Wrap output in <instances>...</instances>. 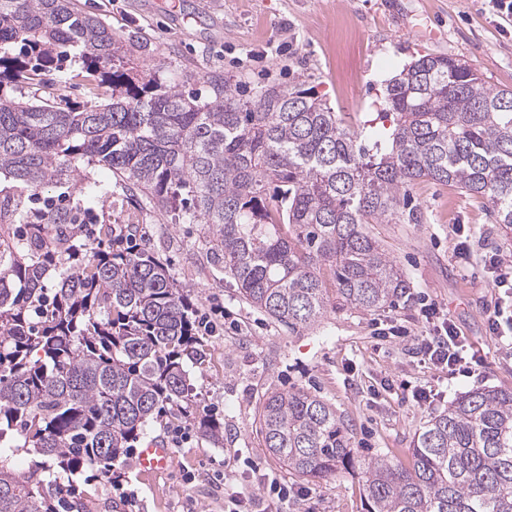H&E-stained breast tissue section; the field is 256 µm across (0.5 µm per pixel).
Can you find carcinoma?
<instances>
[{"instance_id":"1","label":"carcinoma","mask_w":512,"mask_h":512,"mask_svg":"<svg viewBox=\"0 0 512 512\" xmlns=\"http://www.w3.org/2000/svg\"><path fill=\"white\" fill-rule=\"evenodd\" d=\"M74 50L77 74L64 65ZM133 56L73 0H0V512H87L64 478L94 470L112 482V461L166 405L224 444V424L192 412L187 290L133 234L114 239L92 219L107 188L74 205L41 198L46 185L77 186L81 162L106 166L160 213L206 225L210 260L292 330L318 323L331 292L336 307L361 311L409 297L367 225L395 216L417 181L483 198L512 226V90L487 87L458 58L424 55L387 84V141L370 149L304 89L244 95L214 71L203 97L182 90L191 71L142 72ZM50 72L60 87L79 77L104 87L112 103L22 93ZM259 421L291 474L358 470L367 512H512V390L478 387L433 414L409 467L354 460L336 408L303 389L265 393ZM7 448L41 461L18 474Z\"/></svg>"}]
</instances>
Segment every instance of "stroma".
I'll return each instance as SVG.
<instances>
[{
    "label": "stroma",
    "instance_id": "stroma-1",
    "mask_svg": "<svg viewBox=\"0 0 512 512\" xmlns=\"http://www.w3.org/2000/svg\"><path fill=\"white\" fill-rule=\"evenodd\" d=\"M100 14L114 34L139 46L141 68L194 71V88L208 72L256 90L279 85L305 89L339 113L344 126L383 140L378 112L388 81L426 54L464 59L487 86L512 89V28H502L488 0H77ZM85 183L112 192V208L98 221L120 230L135 224L197 312L221 306L230 316L203 337L199 360L186 369L193 412L224 422L216 447L183 418L160 410L143 441L171 440L184 427L187 443L166 469L142 474L136 455L112 465L123 490L74 475L92 512H224L225 487L252 486V468L305 488L310 497L288 512H366L361 480L346 469L320 480L289 474L264 446L259 403L265 392L302 388L327 400L347 426L355 456L390 454L411 460L413 440L434 410L480 386L512 390V338L489 333L486 314L502 292L490 283L483 257L512 256V230L497 224L489 204L458 188L419 181L406 191L407 210L371 225L411 283L412 301L372 312L329 308L315 326L288 329L250 306L201 247L204 227L175 224L146 200H133L102 165H82ZM465 225L472 255L458 261L455 225ZM439 304L466 338L468 354L483 362L469 377L448 378L424 367L409 342L376 345L373 323L395 322L420 334L418 298ZM429 386L440 400L421 407L410 389Z\"/></svg>",
    "mask_w": 512,
    "mask_h": 512
}]
</instances>
